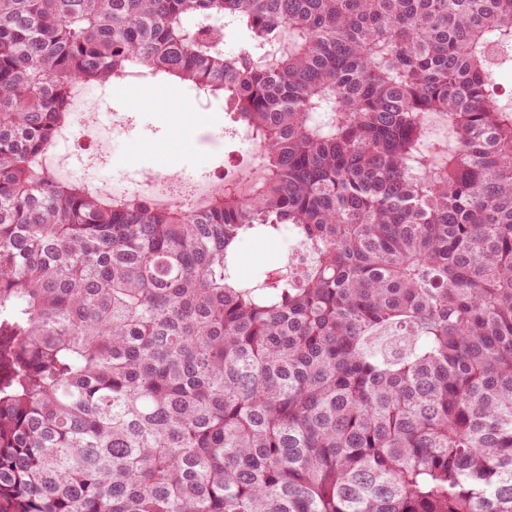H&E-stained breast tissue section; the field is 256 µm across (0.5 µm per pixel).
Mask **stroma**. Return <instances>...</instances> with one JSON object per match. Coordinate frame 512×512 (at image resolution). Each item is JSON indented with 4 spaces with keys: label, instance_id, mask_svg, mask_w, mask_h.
<instances>
[{
    "label": "stroma",
    "instance_id": "stroma-1",
    "mask_svg": "<svg viewBox=\"0 0 512 512\" xmlns=\"http://www.w3.org/2000/svg\"><path fill=\"white\" fill-rule=\"evenodd\" d=\"M99 112L134 111L133 133L118 140L109 155L99 157L97 176L119 179L131 172H196L199 178L217 173L232 175L249 167L252 147L245 141L224 138L228 118L221 103L212 111L197 109L198 97L177 84L143 81L109 85L92 91ZM289 236L278 241H245L241 246L243 268L253 272L279 265L290 247Z\"/></svg>",
    "mask_w": 512,
    "mask_h": 512
}]
</instances>
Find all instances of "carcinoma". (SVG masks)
<instances>
[{"mask_svg": "<svg viewBox=\"0 0 512 512\" xmlns=\"http://www.w3.org/2000/svg\"><path fill=\"white\" fill-rule=\"evenodd\" d=\"M137 68L250 177L45 172ZM510 68L512 0H0V512H512ZM290 233L285 231L277 242L251 239L241 245L243 268L247 273L279 265L290 247Z\"/></svg>", "mask_w": 512, "mask_h": 512, "instance_id": "carcinoma-1", "label": "carcinoma"}]
</instances>
